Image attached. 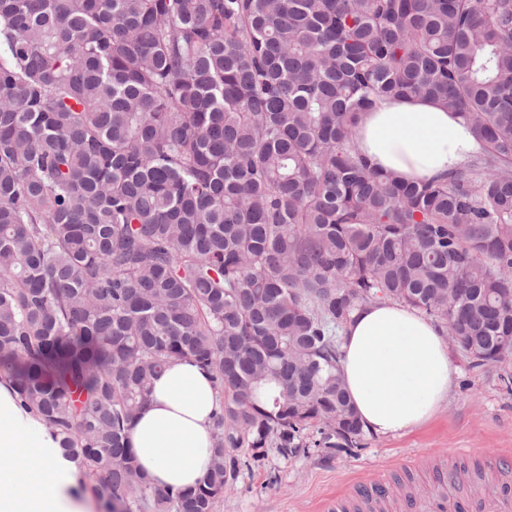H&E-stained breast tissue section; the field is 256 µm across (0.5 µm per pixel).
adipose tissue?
Returning a JSON list of instances; mask_svg holds the SVG:
<instances>
[{"label":"adipose tissue","instance_id":"ef3b65f1","mask_svg":"<svg viewBox=\"0 0 512 512\" xmlns=\"http://www.w3.org/2000/svg\"><path fill=\"white\" fill-rule=\"evenodd\" d=\"M355 145L406 181L447 177L476 141L437 102L387 98L361 113ZM339 366L364 428L386 436L430 422L456 385L442 328L399 304L359 308L343 332ZM220 398L208 372L177 360L154 380L127 434L152 484H199ZM75 466L38 416L23 409L0 376V512H92L76 492Z\"/></svg>","mask_w":512,"mask_h":512}]
</instances>
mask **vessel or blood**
<instances>
[{
    "instance_id": "1",
    "label": "vessel or blood",
    "mask_w": 512,
    "mask_h": 512,
    "mask_svg": "<svg viewBox=\"0 0 512 512\" xmlns=\"http://www.w3.org/2000/svg\"><path fill=\"white\" fill-rule=\"evenodd\" d=\"M461 472L438 468L432 491L405 498L403 512H512V456H499L488 468L481 485L466 496H457ZM384 490L376 485L355 484L325 501L322 512H381Z\"/></svg>"
}]
</instances>
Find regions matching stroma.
<instances>
[{
	"label": "stroma",
	"mask_w": 512,
	"mask_h": 512,
	"mask_svg": "<svg viewBox=\"0 0 512 512\" xmlns=\"http://www.w3.org/2000/svg\"><path fill=\"white\" fill-rule=\"evenodd\" d=\"M459 370L457 385L429 424L396 436L366 434L358 448H316V428H308L305 447L290 453L271 437L262 456L241 446L234 452L240 472L225 491L218 512H321L324 500L356 476L384 483L390 504L427 491L428 471L445 464L462 470L465 482L477 480L478 466L512 452V392L503 384L512 361L472 366L450 346Z\"/></svg>",
	"instance_id": "stroma-1"
}]
</instances>
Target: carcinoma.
I'll return each instance as SVG.
<instances>
[{
    "label": "carcinoma",
    "instance_id": "carcinoma-1",
    "mask_svg": "<svg viewBox=\"0 0 512 512\" xmlns=\"http://www.w3.org/2000/svg\"><path fill=\"white\" fill-rule=\"evenodd\" d=\"M0 371L105 512H216L248 442L357 448L338 341L409 306L472 365L512 337V0H0ZM433 100L480 147L404 182L359 113ZM211 373L206 475L127 446L174 360Z\"/></svg>",
    "mask_w": 512,
    "mask_h": 512
}]
</instances>
